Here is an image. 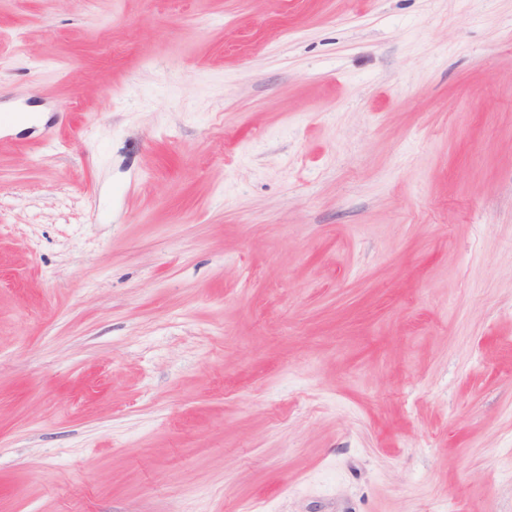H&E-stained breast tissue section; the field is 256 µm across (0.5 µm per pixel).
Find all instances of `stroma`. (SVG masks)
<instances>
[{
	"instance_id": "obj_1",
	"label": "stroma",
	"mask_w": 512,
	"mask_h": 512,
	"mask_svg": "<svg viewBox=\"0 0 512 512\" xmlns=\"http://www.w3.org/2000/svg\"><path fill=\"white\" fill-rule=\"evenodd\" d=\"M0 512H512V0H0Z\"/></svg>"
}]
</instances>
